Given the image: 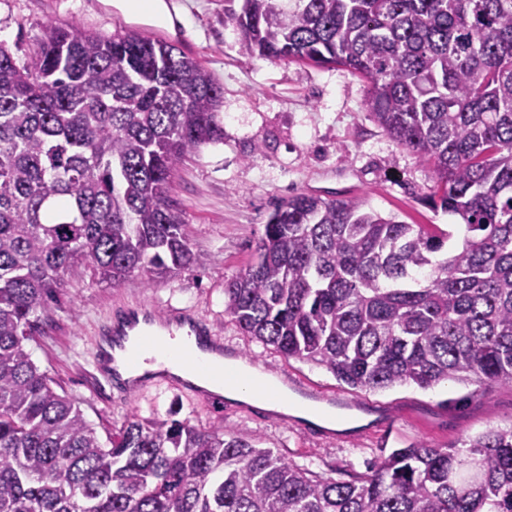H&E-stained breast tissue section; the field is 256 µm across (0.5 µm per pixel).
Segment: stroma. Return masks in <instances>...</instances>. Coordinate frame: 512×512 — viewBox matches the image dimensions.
Returning <instances> with one entry per match:
<instances>
[{
    "mask_svg": "<svg viewBox=\"0 0 512 512\" xmlns=\"http://www.w3.org/2000/svg\"><path fill=\"white\" fill-rule=\"evenodd\" d=\"M187 25L137 22L102 0H0V44L18 64L31 62L46 27L77 24L109 36L135 32L163 39L195 58L224 89L223 141L202 146L174 174V195L190 244L202 265L170 278H127L119 285L91 276L64 279L51 322L31 342L42 371L72 397L100 436L127 417L177 411L203 427L226 425L260 436L293 464L315 475L350 481L381 455L415 442L461 445L512 424V386L489 388L444 381L429 389L402 385L353 390L312 363L285 359L244 336L224 314V280L253 258L275 205L300 193L359 198L382 216L447 228L452 219L424 199L431 171L389 138L364 108L366 84L343 67L273 63L238 51V34L224 24V0H165ZM189 308L242 360L287 373L297 385L338 399L335 425L309 418L280 420L275 412L236 401L214 408L158 387L107 403L89 371L100 324L116 308Z\"/></svg>",
    "mask_w": 512,
    "mask_h": 512,
    "instance_id": "35a3bbf8",
    "label": "stroma"
}]
</instances>
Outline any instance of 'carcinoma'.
<instances>
[{
	"mask_svg": "<svg viewBox=\"0 0 512 512\" xmlns=\"http://www.w3.org/2000/svg\"><path fill=\"white\" fill-rule=\"evenodd\" d=\"M225 2L241 54L362 78L365 110L429 166L428 201L459 224L295 195L224 279V314L353 389L512 386V0ZM223 99L158 38L50 26L25 66L0 45V512H512V425L465 455L395 448L339 481L172 413L105 444L35 364L64 278L201 263L173 175L224 140Z\"/></svg>",
	"mask_w": 512,
	"mask_h": 512,
	"instance_id": "carcinoma-1",
	"label": "carcinoma"
}]
</instances>
